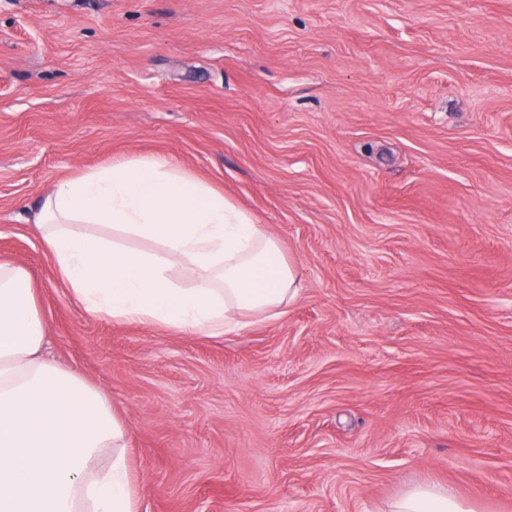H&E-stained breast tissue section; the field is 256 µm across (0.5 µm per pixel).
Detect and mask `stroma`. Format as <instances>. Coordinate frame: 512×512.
Returning <instances> with one entry per match:
<instances>
[{"label": "stroma", "instance_id": "stroma-1", "mask_svg": "<svg viewBox=\"0 0 512 512\" xmlns=\"http://www.w3.org/2000/svg\"><path fill=\"white\" fill-rule=\"evenodd\" d=\"M155 157L266 224L284 315L85 314L33 225ZM0 259L103 390L139 512H512V0H0ZM384 512H471L443 484L414 486L388 504Z\"/></svg>", "mask_w": 512, "mask_h": 512}]
</instances>
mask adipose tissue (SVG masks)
Returning a JSON list of instances; mask_svg holds the SVG:
<instances>
[{
    "label": "adipose tissue",
    "instance_id": "ef3b65f1",
    "mask_svg": "<svg viewBox=\"0 0 512 512\" xmlns=\"http://www.w3.org/2000/svg\"><path fill=\"white\" fill-rule=\"evenodd\" d=\"M35 225L91 317L220 336L246 318L281 315L300 295L298 271L265 225L164 160L58 181ZM177 270L192 285L176 282ZM46 341L28 270L0 262V512H138L123 423L103 393L45 358ZM387 512L467 510L434 483L403 492Z\"/></svg>",
    "mask_w": 512,
    "mask_h": 512
}]
</instances>
